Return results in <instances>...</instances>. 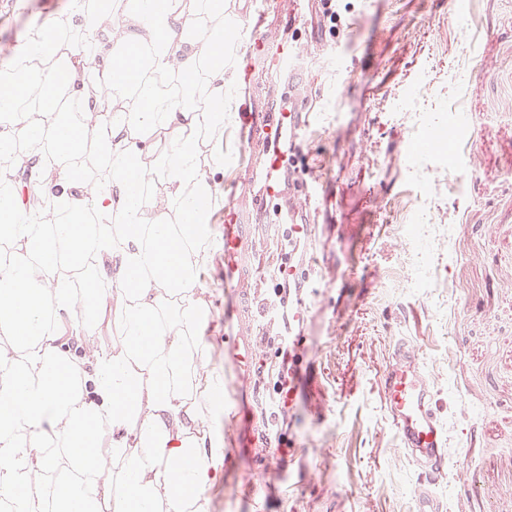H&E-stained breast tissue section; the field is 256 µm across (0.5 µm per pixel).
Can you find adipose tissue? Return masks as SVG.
<instances>
[{
    "mask_svg": "<svg viewBox=\"0 0 512 512\" xmlns=\"http://www.w3.org/2000/svg\"><path fill=\"white\" fill-rule=\"evenodd\" d=\"M69 14L82 42L42 26L15 57L43 68L0 77V156L48 142L66 217L39 228L29 188L0 167V498L15 512H207L201 492L225 453L204 425L224 407L201 335L211 188L225 166L207 135L238 120L224 65L236 17L224 0H69ZM173 67L184 88L156 107L148 76ZM91 82L112 86L111 100L88 93ZM32 85L36 110L19 111ZM75 102L99 115L95 128L66 120ZM92 149L100 179L85 173ZM151 179L172 217L148 206ZM82 257L94 267L78 289L66 269ZM78 305L88 328L68 323ZM106 431L107 459L97 452ZM65 463L90 475L92 510L71 483L48 499L32 488Z\"/></svg>",
    "mask_w": 512,
    "mask_h": 512,
    "instance_id": "obj_1",
    "label": "adipose tissue"
}]
</instances>
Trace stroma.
Masks as SVG:
<instances>
[{"label": "stroma", "instance_id": "35a3bbf8", "mask_svg": "<svg viewBox=\"0 0 512 512\" xmlns=\"http://www.w3.org/2000/svg\"><path fill=\"white\" fill-rule=\"evenodd\" d=\"M290 0H250L226 49L241 102L270 111L286 92L281 52L295 47L307 127L296 160L324 175L317 250L288 253V227L264 217L253 308L262 333L259 407L281 442L261 491L216 470L208 512H413L422 475L400 448L383 380L394 344L420 351L448 440L437 484L443 512H512V0H337L343 27L317 14L292 26ZM68 0H0V73L14 46L68 16ZM263 47L250 52L253 38ZM457 143L414 151L452 115ZM223 253L200 273L209 369H224ZM292 262L308 310L294 332L308 350L287 417L280 383L275 272ZM475 477L480 492L461 495Z\"/></svg>", "mask_w": 512, "mask_h": 512}]
</instances>
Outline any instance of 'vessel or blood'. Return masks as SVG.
Wrapping results in <instances>:
<instances>
[{
	"label": "vessel or blood",
	"instance_id": "1",
	"mask_svg": "<svg viewBox=\"0 0 512 512\" xmlns=\"http://www.w3.org/2000/svg\"><path fill=\"white\" fill-rule=\"evenodd\" d=\"M238 124L244 152H251L257 143L262 152L246 170L253 185L249 207L231 202L224 207V430L231 448L224 468L250 485L254 466L271 461L273 440L264 428L254 396L260 338L249 301L256 288L253 270L258 227L249 218L265 216L270 200H282L288 190L302 186L304 178L291 165L288 145L299 139L304 122L298 109L281 107L271 112L241 111ZM278 216L281 223L289 225L291 241L316 243L318 226L313 214L289 204L279 207ZM384 392L389 421L404 451L425 473L414 489V512H442L436 486L447 460V437L432 383L424 372L419 350L411 342L395 344Z\"/></svg>",
	"mask_w": 512,
	"mask_h": 512
}]
</instances>
